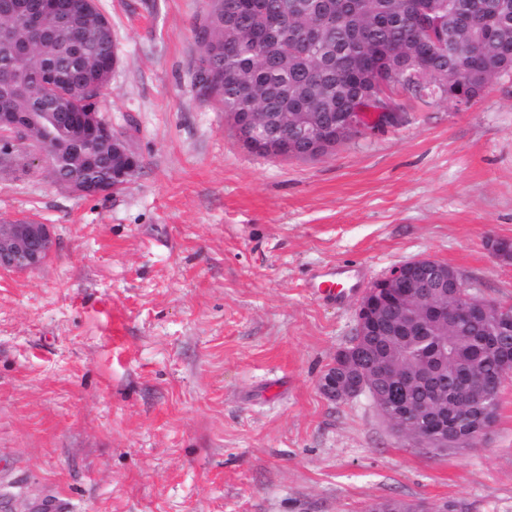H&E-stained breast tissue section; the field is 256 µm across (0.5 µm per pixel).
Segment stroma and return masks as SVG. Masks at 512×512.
<instances>
[{
	"label": "stroma",
	"mask_w": 512,
	"mask_h": 512,
	"mask_svg": "<svg viewBox=\"0 0 512 512\" xmlns=\"http://www.w3.org/2000/svg\"><path fill=\"white\" fill-rule=\"evenodd\" d=\"M119 62L100 107L140 167L109 197L0 173V220L52 225L39 269L0 272V512H367L379 500L512 512V377L474 448L395 434L318 388L361 298L312 275L429 256L512 305V80L313 159L239 141L191 86L209 0H98ZM417 447L431 448L433 451L442 452L448 450V448L461 449L460 442L455 439H448V434L444 436H432L425 431L417 430L413 433V437L409 439ZM433 448H441L434 450Z\"/></svg>",
	"instance_id": "35a3bbf8"
}]
</instances>
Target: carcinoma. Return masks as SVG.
Segmentation results:
<instances>
[{
  "label": "carcinoma",
  "mask_w": 512,
  "mask_h": 512,
  "mask_svg": "<svg viewBox=\"0 0 512 512\" xmlns=\"http://www.w3.org/2000/svg\"><path fill=\"white\" fill-rule=\"evenodd\" d=\"M242 0H210L193 32L199 48L195 69L207 67L209 81L193 85L204 99H218L229 116L262 112L266 128L291 138L304 129L303 112L318 113V121L337 129L346 114L363 104L366 95L392 90L424 99L406 76L419 65L433 79L455 78L479 96L494 82L512 76V0H263L265 15L247 13ZM282 23L276 37L262 38L269 20ZM318 31V44L299 47L303 33ZM423 29L438 37L441 46L413 48ZM112 26L99 6L74 19L65 36L50 34L29 49L23 73L13 66L10 52L0 47V105L10 112H56L59 94L48 90L44 73L66 70L76 78H91L100 59L114 56ZM75 131L48 117L29 131L26 145L34 152L51 148L69 153ZM77 171L112 183V147L99 149L97 162ZM402 310L381 317L380 365L394 377L407 361L427 365L432 344L447 346L444 388L447 405L410 417L409 431L439 417H461L452 394L475 373L487 384L499 385L503 361L512 362V334L503 339V359L480 361L478 319L452 324L427 336H401L397 329ZM481 422L462 420L456 428L467 448L478 438ZM411 503L384 499L367 512H410Z\"/></svg>",
  "instance_id": "1"
}]
</instances>
